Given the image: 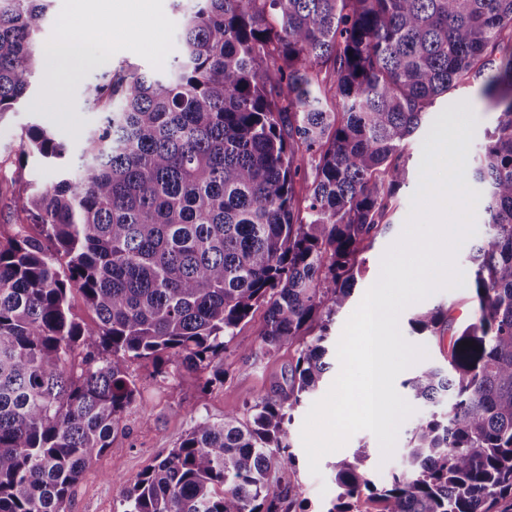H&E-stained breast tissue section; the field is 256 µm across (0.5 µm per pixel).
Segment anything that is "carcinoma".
<instances>
[{
	"instance_id": "1",
	"label": "carcinoma",
	"mask_w": 512,
	"mask_h": 512,
	"mask_svg": "<svg viewBox=\"0 0 512 512\" xmlns=\"http://www.w3.org/2000/svg\"><path fill=\"white\" fill-rule=\"evenodd\" d=\"M47 8L0 0V121L27 95ZM473 83L498 111L472 167L489 227L471 255L477 306L459 327L450 307L410 320L451 371L403 382L448 415L415 425L382 487L360 471L365 450L337 461L326 512L512 501V0H194L167 71L95 72L85 105L103 121L77 166L38 124L0 165V512H65L140 396L129 362L222 386L224 353L261 306V350L299 343L288 386L246 416L195 420L122 512H296L287 424L330 368L333 318L406 182L401 152L437 99ZM32 155L55 180L18 193ZM74 291L93 322L72 313Z\"/></svg>"
}]
</instances>
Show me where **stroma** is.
Here are the masks:
<instances>
[{"label":"stroma","mask_w":512,"mask_h":512,"mask_svg":"<svg viewBox=\"0 0 512 512\" xmlns=\"http://www.w3.org/2000/svg\"><path fill=\"white\" fill-rule=\"evenodd\" d=\"M156 24L149 34H139L124 43H106L103 25L94 21L89 0H51L48 21L40 35L42 53L34 75L33 94L23 105L0 123V161L14 155L20 143L23 127L38 122L50 127L67 143L71 153H78L87 129L99 124L101 116L84 111V89L93 75L92 70L80 69L76 76L55 80L56 69L52 51L61 37L82 42L104 63H130L145 71L163 72L169 69L179 47L183 9L174 0H152ZM498 113L483 103L478 87L459 88L448 101L437 102L429 110L424 127L402 152L400 163L407 180L398 191L387 216L386 227L369 241L359 257V271L346 307L338 312L326 343L328 359L333 366L325 383L307 396L294 411L288 427L289 440L298 459L297 501L304 512H323L337 495L333 465L352 457L358 449H366L364 463L367 478L376 485L387 483L391 476L406 465L411 430L421 418L431 412H445V405L431 406L414 403V413L401 425L396 447L390 459H383L376 437L368 431L353 434L344 447L325 455L320 461V476H313L301 441V429L306 414L315 400L321 399L333 383L339 370L336 346L345 322L361 302L365 292L377 281L381 258L389 245L401 235L410 209V197L419 183V165L424 146L436 136H448L454 124L467 125L471 135L469 156H476L488 131L496 124ZM437 305L449 306L458 320H465L470 311L466 288L440 290L425 300L407 307L400 315L399 328L404 338L425 345L427 363L445 364L446 358L433 342L414 334L409 320L415 314ZM265 328L264 309L255 310L238 328L230 354L224 360L227 376L223 385L206 386L201 372H180L167 381L154 377L151 360L138 359L129 365V373L142 392V404L132 405L123 414L112 435V445L87 468L74 487L67 512H121V493L149 465L163 459L180 441L194 420L207 417L222 420L225 414H246L255 401L272 395L276 385L287 384L291 347H282L272 355L260 348V336Z\"/></svg>","instance_id":"1"}]
</instances>
